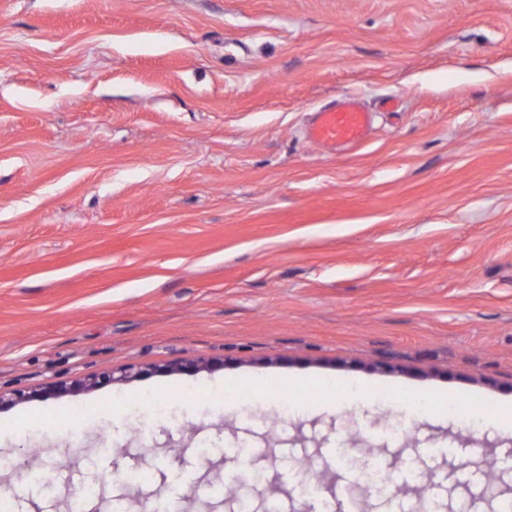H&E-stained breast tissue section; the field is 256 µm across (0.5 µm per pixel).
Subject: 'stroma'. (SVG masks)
Returning a JSON list of instances; mask_svg holds the SVG:
<instances>
[{
    "label": "stroma",
    "mask_w": 512,
    "mask_h": 512,
    "mask_svg": "<svg viewBox=\"0 0 512 512\" xmlns=\"http://www.w3.org/2000/svg\"><path fill=\"white\" fill-rule=\"evenodd\" d=\"M342 95L376 118L331 153ZM304 376L345 394L284 409ZM0 395L13 512H499L512 0H0ZM370 113L354 97L315 112L308 138L324 149H351L360 145L370 125ZM141 373L142 370H135L134 368L121 370L118 375H116V372L113 370L110 372H104L98 376L88 379L83 384V388L91 390L102 385L124 382L129 379L138 377Z\"/></svg>",
    "instance_id": "obj_1"
}]
</instances>
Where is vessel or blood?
<instances>
[{
  "label": "vessel or blood",
  "mask_w": 512,
  "mask_h": 512,
  "mask_svg": "<svg viewBox=\"0 0 512 512\" xmlns=\"http://www.w3.org/2000/svg\"><path fill=\"white\" fill-rule=\"evenodd\" d=\"M369 125L368 110L356 98L348 97L315 112L307 134L322 148L351 149L364 141Z\"/></svg>",
  "instance_id": "obj_1"
}]
</instances>
